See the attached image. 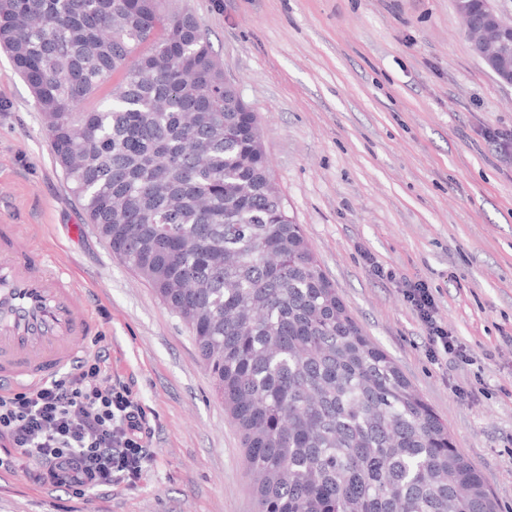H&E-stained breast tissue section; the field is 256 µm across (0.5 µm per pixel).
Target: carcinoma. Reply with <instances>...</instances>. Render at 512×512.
Returning a JSON list of instances; mask_svg holds the SVG:
<instances>
[{
	"mask_svg": "<svg viewBox=\"0 0 512 512\" xmlns=\"http://www.w3.org/2000/svg\"><path fill=\"white\" fill-rule=\"evenodd\" d=\"M0 48L87 223L189 328L240 433L256 512H497L322 271L257 113L192 13L0 0Z\"/></svg>",
	"mask_w": 512,
	"mask_h": 512,
	"instance_id": "carcinoma-1",
	"label": "carcinoma"
}]
</instances>
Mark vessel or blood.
<instances>
[{
  "instance_id": "b4317fda",
  "label": "vessel or blood",
  "mask_w": 512,
  "mask_h": 512,
  "mask_svg": "<svg viewBox=\"0 0 512 512\" xmlns=\"http://www.w3.org/2000/svg\"><path fill=\"white\" fill-rule=\"evenodd\" d=\"M95 332L73 277L37 241L0 225V386L31 388L72 366Z\"/></svg>"
}]
</instances>
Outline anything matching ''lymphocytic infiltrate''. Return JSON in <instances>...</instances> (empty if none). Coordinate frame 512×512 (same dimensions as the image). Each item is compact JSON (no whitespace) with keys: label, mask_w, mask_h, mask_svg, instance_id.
<instances>
[{"label":"lymphocytic infiltrate","mask_w":512,"mask_h":512,"mask_svg":"<svg viewBox=\"0 0 512 512\" xmlns=\"http://www.w3.org/2000/svg\"><path fill=\"white\" fill-rule=\"evenodd\" d=\"M405 299L432 350L458 345L436 317L421 282L405 284ZM106 349L86 352L63 375L32 389L0 390V468L73 497L123 482L136 485L152 457L150 428L132 392L114 385Z\"/></svg>","instance_id":"1"}]
</instances>
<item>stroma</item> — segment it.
<instances>
[{"mask_svg":"<svg viewBox=\"0 0 512 512\" xmlns=\"http://www.w3.org/2000/svg\"><path fill=\"white\" fill-rule=\"evenodd\" d=\"M184 5L258 113L272 178L350 314L512 512V150L499 143L512 87L474 51L455 0ZM0 224L77 281L153 455L136 486L81 499L2 470L0 512H255L239 433L188 328L84 223L2 50ZM405 279L430 288L466 361L430 355Z\"/></svg>","mask_w":512,"mask_h":512,"instance_id":"obj_1","label":"stroma"}]
</instances>
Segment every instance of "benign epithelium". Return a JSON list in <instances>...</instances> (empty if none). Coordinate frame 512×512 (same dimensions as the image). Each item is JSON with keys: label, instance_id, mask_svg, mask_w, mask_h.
<instances>
[{"label": "benign epithelium", "instance_id": "7a95c632", "mask_svg": "<svg viewBox=\"0 0 512 512\" xmlns=\"http://www.w3.org/2000/svg\"><path fill=\"white\" fill-rule=\"evenodd\" d=\"M476 4L485 6L486 18L482 25L471 28L475 49L498 79L512 86V21L505 20L490 0H457L459 13L467 21Z\"/></svg>", "mask_w": 512, "mask_h": 512}]
</instances>
